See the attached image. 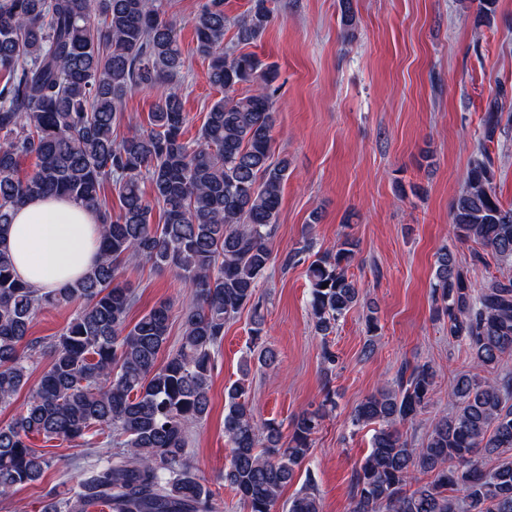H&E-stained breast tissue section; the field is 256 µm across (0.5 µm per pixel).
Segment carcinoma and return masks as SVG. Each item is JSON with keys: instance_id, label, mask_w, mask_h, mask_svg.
<instances>
[{"instance_id": "carcinoma-1", "label": "carcinoma", "mask_w": 512, "mask_h": 512, "mask_svg": "<svg viewBox=\"0 0 512 512\" xmlns=\"http://www.w3.org/2000/svg\"><path fill=\"white\" fill-rule=\"evenodd\" d=\"M270 0H250L234 21L236 42L224 49L226 0H203L193 18L195 51L210 60L209 80L224 93L207 112L197 138L180 88L184 66L177 25L163 0H0V406L28 384L29 366L49 354L26 409L0 425V498L42 479L51 460L33 436L77 447L115 448L80 469L70 488H50L41 512H216L217 491L198 477L188 456L189 427L210 411L215 352L224 325L252 314L249 354L277 365L263 344L258 288L274 261L288 157L274 159L276 69L244 51L269 27ZM251 90L238 93L239 86ZM159 89L150 128L114 138L133 90ZM508 94L489 99L464 187L451 213L458 241L473 240L512 259V206L493 186L489 153L502 129ZM34 170L19 177L20 160ZM148 179L153 199L141 180ZM114 187L112 214L101 189ZM62 194L98 213L100 259L83 278L40 294L17 278L4 246L14 210L27 199ZM164 223H151L153 205ZM358 241L345 235L307 267L310 317L327 337L360 303L348 276ZM174 273L189 290L179 317L182 336L166 360L172 304L162 301L128 322L137 298L119 281L129 260ZM448 248L437 255L433 295L448 336L466 346L476 372L448 383L451 412L439 417L420 447L399 429L432 403L436 369H401L355 407V426L376 424L371 448L352 473L348 512H512V274L473 283ZM328 287H322V284ZM76 306L63 331L31 337L38 314ZM484 375L477 374V371ZM249 387L225 388L224 436L230 458L218 484L239 495L245 512H276L282 489L311 454L312 435L335 405L326 392L317 408L292 419L288 443L280 425L256 419ZM496 458L485 468L479 459ZM312 474L287 512H321Z\"/></svg>"}]
</instances>
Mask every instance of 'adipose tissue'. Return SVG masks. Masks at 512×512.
I'll return each mask as SVG.
<instances>
[{
    "label": "adipose tissue",
    "instance_id": "obj_1",
    "mask_svg": "<svg viewBox=\"0 0 512 512\" xmlns=\"http://www.w3.org/2000/svg\"><path fill=\"white\" fill-rule=\"evenodd\" d=\"M99 237L93 211L64 197H39L15 210L6 244L16 274L47 292L91 270Z\"/></svg>",
    "mask_w": 512,
    "mask_h": 512
}]
</instances>
